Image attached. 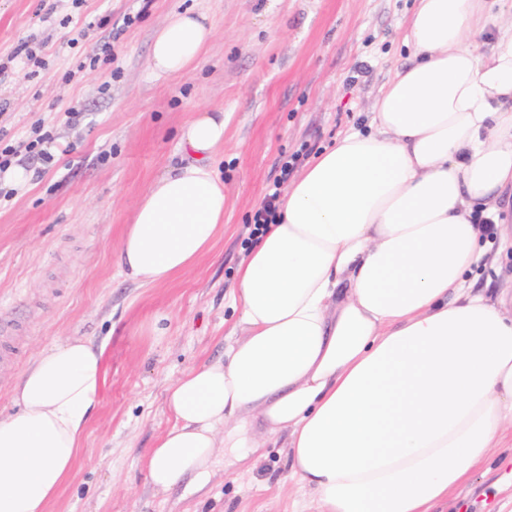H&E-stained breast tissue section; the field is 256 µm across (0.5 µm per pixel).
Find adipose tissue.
Listing matches in <instances>:
<instances>
[{"label": "adipose tissue", "mask_w": 512, "mask_h": 512, "mask_svg": "<svg viewBox=\"0 0 512 512\" xmlns=\"http://www.w3.org/2000/svg\"><path fill=\"white\" fill-rule=\"evenodd\" d=\"M214 36L203 13L169 14L152 72L188 74ZM403 42L412 59L367 130L306 164L239 265L242 340L168 387L172 425L145 459L156 491L205 484L219 448L281 443L318 512H434L512 448V283L472 279L491 247L512 249V0H416ZM225 127L203 109L180 128L181 162L120 238L127 278L165 284L213 250ZM105 374L103 348L82 338L27 367L0 417V512H48Z\"/></svg>", "instance_id": "adipose-tissue-1"}]
</instances>
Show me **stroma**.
Returning a JSON list of instances; mask_svg holds the SVG:
<instances>
[{
    "label": "stroma",
    "mask_w": 512,
    "mask_h": 512,
    "mask_svg": "<svg viewBox=\"0 0 512 512\" xmlns=\"http://www.w3.org/2000/svg\"><path fill=\"white\" fill-rule=\"evenodd\" d=\"M415 0H0V131L34 177L0 201V412L42 349L71 337L105 344L106 380L80 459L49 512H315L283 448H227L204 487L156 494L144 456L172 421L167 387L223 358L240 338L225 305L246 255L247 224L294 153L315 156L365 128L384 83L408 63L401 21ZM208 15L215 37L189 74L150 69L155 29L173 11ZM106 16L109 24L89 27ZM110 44L92 70L77 65ZM35 60H27L25 48ZM223 110L224 230L169 283L125 278L117 248L149 183L181 159L178 131L197 109ZM54 135L51 164L25 144ZM444 512L512 501V464L476 473Z\"/></svg>",
    "instance_id": "obj_1"
}]
</instances>
